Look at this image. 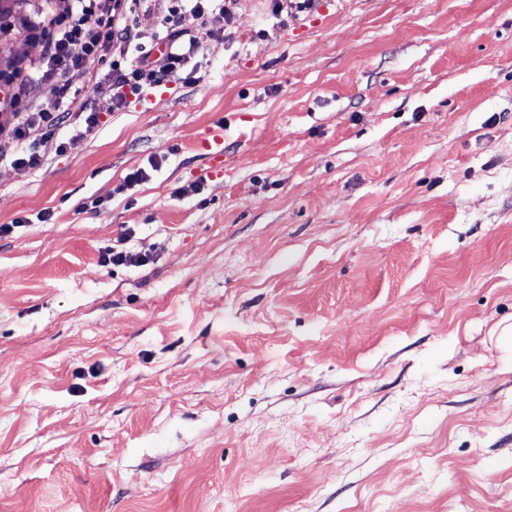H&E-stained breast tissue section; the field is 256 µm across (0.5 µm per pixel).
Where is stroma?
Returning <instances> with one entry per match:
<instances>
[{
	"mask_svg": "<svg viewBox=\"0 0 512 512\" xmlns=\"http://www.w3.org/2000/svg\"><path fill=\"white\" fill-rule=\"evenodd\" d=\"M185 26L0 164V512H512V0ZM116 246H108L101 251L100 262L103 265L121 266L129 263H135L139 264V266H143L149 262V257L147 255H133Z\"/></svg>",
	"mask_w": 512,
	"mask_h": 512,
	"instance_id": "obj_1",
	"label": "stroma"
}]
</instances>
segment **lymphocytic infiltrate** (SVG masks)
I'll return each instance as SVG.
<instances>
[{
    "label": "lymphocytic infiltrate",
    "instance_id": "1",
    "mask_svg": "<svg viewBox=\"0 0 512 512\" xmlns=\"http://www.w3.org/2000/svg\"><path fill=\"white\" fill-rule=\"evenodd\" d=\"M141 0H65L56 11L42 13L30 25L39 46V83L0 76V105L13 111L14 123L0 128V138L13 146L5 161L21 169L40 168L48 155L67 148L60 137L66 118L92 130L96 113L76 103L82 88L107 74L118 103L144 88L172 81L198 49L194 35L183 26L186 16L204 18L217 11L233 17L237 0H163L161 24L166 48L160 55L141 50L130 56V21ZM47 87L41 97L39 87Z\"/></svg>",
    "mask_w": 512,
    "mask_h": 512
}]
</instances>
